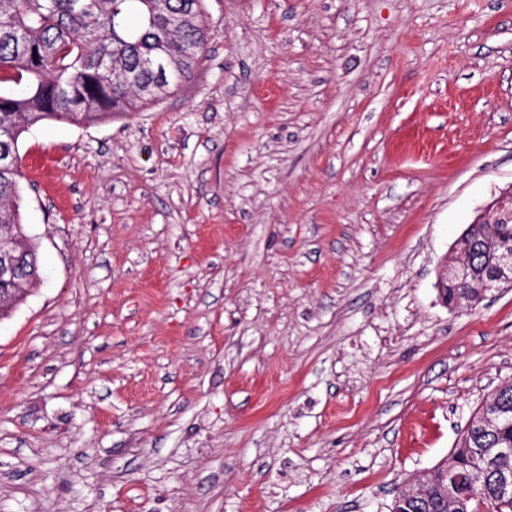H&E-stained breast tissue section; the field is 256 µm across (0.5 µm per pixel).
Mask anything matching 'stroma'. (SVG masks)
<instances>
[{
  "label": "stroma",
  "mask_w": 512,
  "mask_h": 512,
  "mask_svg": "<svg viewBox=\"0 0 512 512\" xmlns=\"http://www.w3.org/2000/svg\"><path fill=\"white\" fill-rule=\"evenodd\" d=\"M189 82L19 140L0 512H390L512 382L445 306L512 187V0H204Z\"/></svg>",
  "instance_id": "35a3bbf8"
}]
</instances>
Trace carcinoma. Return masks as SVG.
<instances>
[{
	"mask_svg": "<svg viewBox=\"0 0 512 512\" xmlns=\"http://www.w3.org/2000/svg\"><path fill=\"white\" fill-rule=\"evenodd\" d=\"M202 0H0V238L22 293L39 277L34 245L21 225L18 141L43 122L90 123L155 104L194 73L206 48ZM512 245V224H470L469 283L448 289L480 303L475 287L493 262L487 242ZM512 386L472 415L455 448L430 469L421 504L403 512H512ZM461 481L450 485L451 476Z\"/></svg>",
	"mask_w": 512,
	"mask_h": 512,
	"instance_id": "obj_1",
	"label": "carcinoma"
}]
</instances>
